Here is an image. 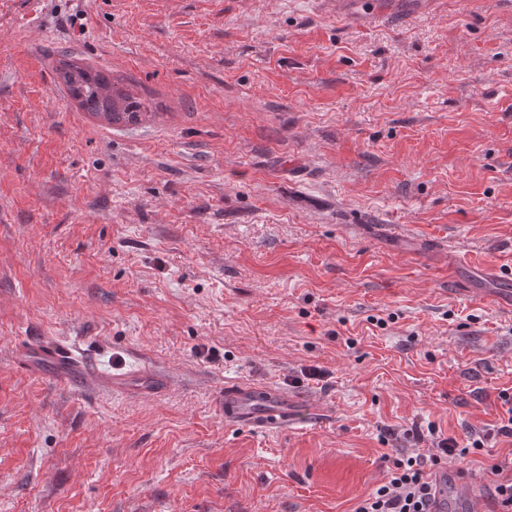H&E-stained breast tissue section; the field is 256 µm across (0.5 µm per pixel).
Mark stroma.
Instances as JSON below:
<instances>
[{
    "instance_id": "1",
    "label": "stroma",
    "mask_w": 512,
    "mask_h": 512,
    "mask_svg": "<svg viewBox=\"0 0 512 512\" xmlns=\"http://www.w3.org/2000/svg\"><path fill=\"white\" fill-rule=\"evenodd\" d=\"M377 3L0 0V512H352L429 427L498 425L512 0ZM64 52L147 118L81 110ZM67 339L171 385L19 368ZM232 382L302 423H226ZM510 458L498 435L464 463L483 512Z\"/></svg>"
}]
</instances>
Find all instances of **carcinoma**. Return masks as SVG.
<instances>
[{"instance_id":"cac0c4a2","label":"carcinoma","mask_w":512,"mask_h":512,"mask_svg":"<svg viewBox=\"0 0 512 512\" xmlns=\"http://www.w3.org/2000/svg\"><path fill=\"white\" fill-rule=\"evenodd\" d=\"M59 72L71 96L88 112L125 124H137L146 115L141 101L114 90L106 76L90 67L64 61Z\"/></svg>"}]
</instances>
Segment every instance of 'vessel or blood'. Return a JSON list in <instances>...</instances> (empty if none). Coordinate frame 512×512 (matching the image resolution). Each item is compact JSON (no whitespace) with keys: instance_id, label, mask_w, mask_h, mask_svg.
<instances>
[{"instance_id":"b4317fda","label":"vessel or blood","mask_w":512,"mask_h":512,"mask_svg":"<svg viewBox=\"0 0 512 512\" xmlns=\"http://www.w3.org/2000/svg\"><path fill=\"white\" fill-rule=\"evenodd\" d=\"M27 369L42 365L52 366L61 379L71 380L83 387L105 386L109 389L154 393L167 388L168 379L149 369L129 370L112 375L96 372L86 356L62 342H38L25 348ZM224 419L233 425H245L267 433L294 428L299 417L290 407L287 395L266 388L234 383L224 388ZM468 480L455 468H447L436 475L437 510L451 512L455 500L466 503L467 512H479L478 499L469 496Z\"/></svg>"}]
</instances>
